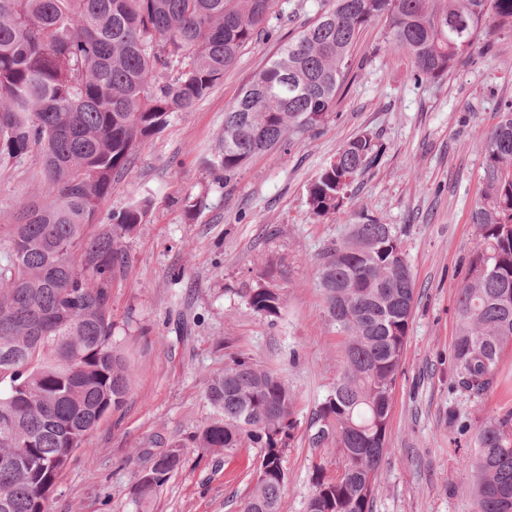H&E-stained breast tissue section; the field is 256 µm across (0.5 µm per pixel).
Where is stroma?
<instances>
[{"label": "stroma", "instance_id": "1", "mask_svg": "<svg viewBox=\"0 0 512 512\" xmlns=\"http://www.w3.org/2000/svg\"><path fill=\"white\" fill-rule=\"evenodd\" d=\"M332 0H278L265 34L241 52L208 98L172 113L112 183L98 221L133 196L152 201L123 243L112 278L114 337L130 367L122 406L91 432L58 479L49 512H238L251 489L255 449L232 457L192 437L213 417L205 393L231 357L277 372L297 397L299 425L285 458L281 512H305L315 462L336 477L340 455L316 448L309 423L343 365L344 338L320 286L321 258L349 225H392L415 279L412 320L389 410V453L377 472L372 512H476L471 463L481 426L512 410V345L492 386L452 389L458 290L480 247L472 220L484 189L485 137L512 101V28L484 31L442 78L413 82L412 62L388 46L383 23L363 29L334 112L291 144L250 159L233 176L207 161L224 114L253 75ZM384 147L338 212L318 217L312 181L351 138ZM40 188L26 159L0 169V239ZM201 205L187 213L185 197ZM278 289L277 315L255 313L251 288ZM179 449L182 466L144 505L133 487L156 456Z\"/></svg>", "mask_w": 512, "mask_h": 512}]
</instances>
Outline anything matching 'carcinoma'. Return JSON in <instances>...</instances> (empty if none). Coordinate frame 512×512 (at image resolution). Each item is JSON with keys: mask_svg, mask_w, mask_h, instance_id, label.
Instances as JSON below:
<instances>
[{"mask_svg": "<svg viewBox=\"0 0 512 512\" xmlns=\"http://www.w3.org/2000/svg\"><path fill=\"white\" fill-rule=\"evenodd\" d=\"M278 0H0V168L37 159L42 186L10 225L0 263V512H47L60 469L120 407L129 368L112 334V273L121 243L144 223L135 197L99 230L103 201L137 148L173 112H190L264 31ZM387 25L410 78L438 79L490 25L512 27V0H333L288 41L224 113L209 160L232 176L289 135L336 109L359 33ZM383 154L368 135L348 141L309 187L316 216L334 214L349 187ZM486 184L473 213L483 247L458 296L455 383L480 394L512 342V103L486 139ZM405 255L388 224L367 218L323 257L320 285L344 336V367L309 426L316 447L343 459L334 480L313 473L306 512H372L388 453L389 406L412 318L415 281L399 282ZM249 306L278 314L281 298L252 288ZM218 416L195 441L226 455L247 446L266 468L239 512H281L284 457L298 427L296 396L275 372L232 358L207 384ZM180 457L153 461L151 500ZM478 512H512V411L477 434Z\"/></svg>", "mask_w": 512, "mask_h": 512, "instance_id": "carcinoma-1", "label": "carcinoma"}]
</instances>
